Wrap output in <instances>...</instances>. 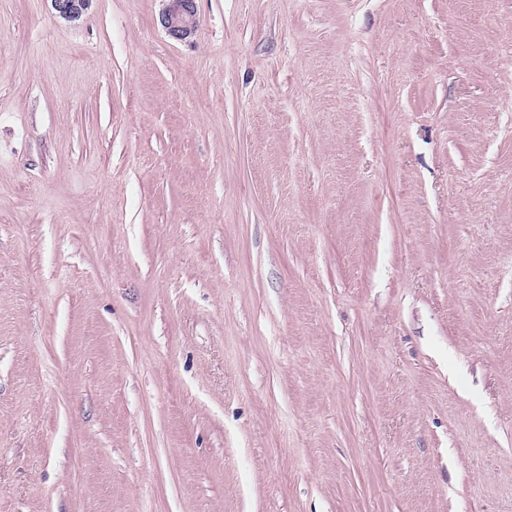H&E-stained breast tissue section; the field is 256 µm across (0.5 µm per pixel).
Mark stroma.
Wrapping results in <instances>:
<instances>
[{
    "instance_id": "1",
    "label": "stroma",
    "mask_w": 512,
    "mask_h": 512,
    "mask_svg": "<svg viewBox=\"0 0 512 512\" xmlns=\"http://www.w3.org/2000/svg\"><path fill=\"white\" fill-rule=\"evenodd\" d=\"M0 0V512H512V0ZM55 15L64 20H75L88 9L91 0H50ZM161 24L171 39L186 41L198 26L197 0H167Z\"/></svg>"
}]
</instances>
